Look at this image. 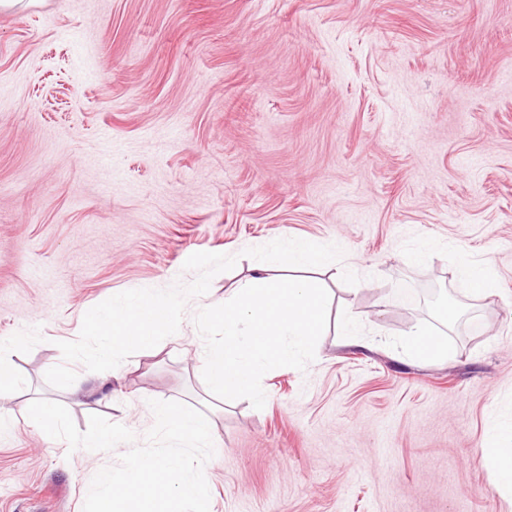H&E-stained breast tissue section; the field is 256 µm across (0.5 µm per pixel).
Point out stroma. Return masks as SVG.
I'll list each match as a JSON object with an SVG mask.
<instances>
[{
	"instance_id": "stroma-1",
	"label": "stroma",
	"mask_w": 512,
	"mask_h": 512,
	"mask_svg": "<svg viewBox=\"0 0 512 512\" xmlns=\"http://www.w3.org/2000/svg\"><path fill=\"white\" fill-rule=\"evenodd\" d=\"M339 246L306 370L224 402L213 512H512L480 456L512 416V0H34L0 11V512H82L87 461L28 417L46 397L143 436L149 403L214 402L194 316L284 236ZM433 249L424 262L411 252ZM236 256L157 356L58 389V342L113 294ZM489 260L476 300L458 267ZM461 316L446 325L440 307ZM352 315L364 347L344 345ZM430 327L448 360L412 362ZM15 351L13 345L0 341V398L10 395L18 384V379L11 370V356Z\"/></svg>"
}]
</instances>
